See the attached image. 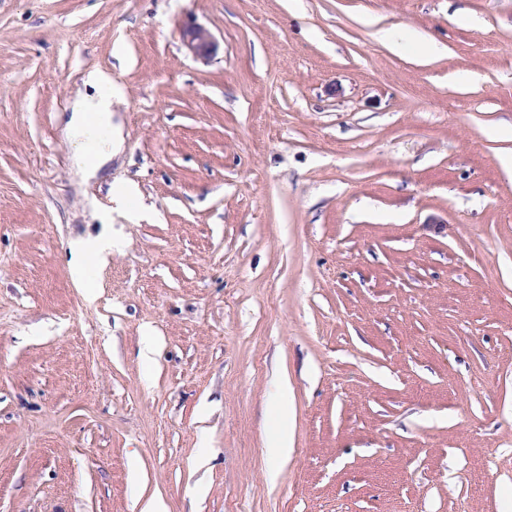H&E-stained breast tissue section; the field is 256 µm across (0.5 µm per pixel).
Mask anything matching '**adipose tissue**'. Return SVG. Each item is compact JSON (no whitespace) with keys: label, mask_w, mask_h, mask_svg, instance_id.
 I'll return each instance as SVG.
<instances>
[{"label":"adipose tissue","mask_w":512,"mask_h":512,"mask_svg":"<svg viewBox=\"0 0 512 512\" xmlns=\"http://www.w3.org/2000/svg\"><path fill=\"white\" fill-rule=\"evenodd\" d=\"M84 83L88 91L71 101L64 130L82 140L87 151L93 153V160L83 163L86 176L92 177L122 147L120 133L112 126V101L123 91L113 85L111 74L101 70L89 71Z\"/></svg>","instance_id":"adipose-tissue-1"}]
</instances>
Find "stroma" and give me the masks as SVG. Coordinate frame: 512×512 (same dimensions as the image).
<instances>
[{"mask_svg": "<svg viewBox=\"0 0 512 512\" xmlns=\"http://www.w3.org/2000/svg\"><path fill=\"white\" fill-rule=\"evenodd\" d=\"M509 155L512 0H0V512H512ZM183 43L196 59L207 61L218 50V43L211 32L201 24L189 23L183 28ZM84 83L92 94L78 95L70 102L64 131L82 140L87 151L93 153L92 161L86 154L82 156V170L90 178L121 150L120 133L112 126V99L121 97L123 90L112 84L111 74L101 70L89 71ZM107 238H99L92 241L86 242H78L72 249L71 252L74 256L73 268L76 272H83L85 268L86 261L89 257H94L97 259L105 257V251H107L108 245ZM93 244L92 247L87 245ZM279 416L281 426L274 436L272 448L276 456L286 457L291 449V436L288 432V410L285 406L281 405Z\"/></svg>", "mask_w": 512, "mask_h": 512, "instance_id": "obj_1", "label": "stroma"}]
</instances>
